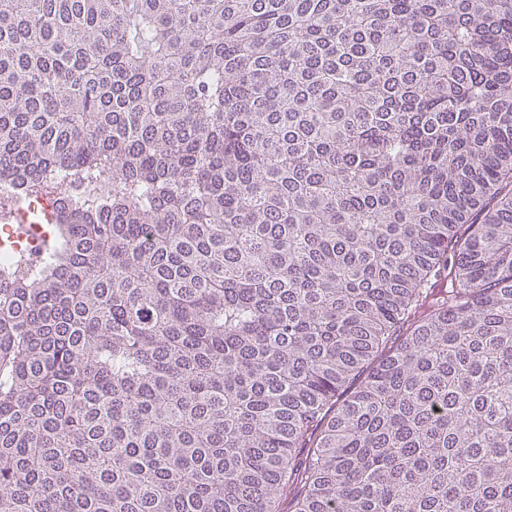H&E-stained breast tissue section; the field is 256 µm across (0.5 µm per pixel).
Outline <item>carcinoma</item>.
Segmentation results:
<instances>
[{
    "mask_svg": "<svg viewBox=\"0 0 512 512\" xmlns=\"http://www.w3.org/2000/svg\"><path fill=\"white\" fill-rule=\"evenodd\" d=\"M0 512H512V0H0ZM62 200L57 198H35L26 200V207L12 209V218L8 216L5 224H16L22 218L23 222L31 224L33 233L28 237H14L10 227L5 225L0 228V264H8L18 252H26L32 259L38 261L42 256L43 245L49 236L45 224L50 219L53 211L59 210ZM11 221V222H10ZM17 225L18 231L27 232L29 225ZM50 240V238H49ZM46 241V244L49 243Z\"/></svg>",
    "mask_w": 512,
    "mask_h": 512,
    "instance_id": "cac0c4a2",
    "label": "carcinoma"
}]
</instances>
